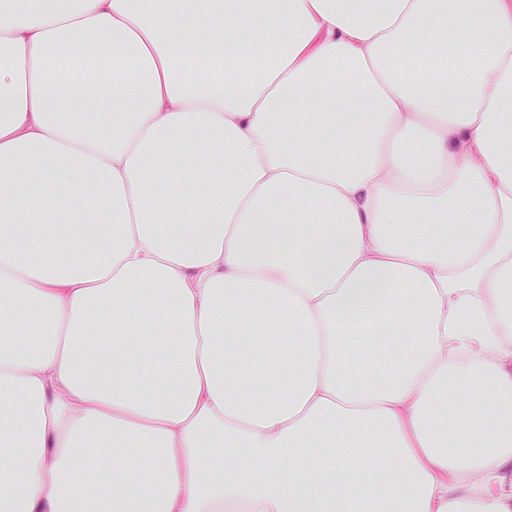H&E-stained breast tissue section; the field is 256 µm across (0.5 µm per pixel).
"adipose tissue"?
I'll return each instance as SVG.
<instances>
[{
	"mask_svg": "<svg viewBox=\"0 0 512 512\" xmlns=\"http://www.w3.org/2000/svg\"><path fill=\"white\" fill-rule=\"evenodd\" d=\"M0 512H512V0H0Z\"/></svg>",
	"mask_w": 512,
	"mask_h": 512,
	"instance_id": "1",
	"label": "adipose tissue"
}]
</instances>
